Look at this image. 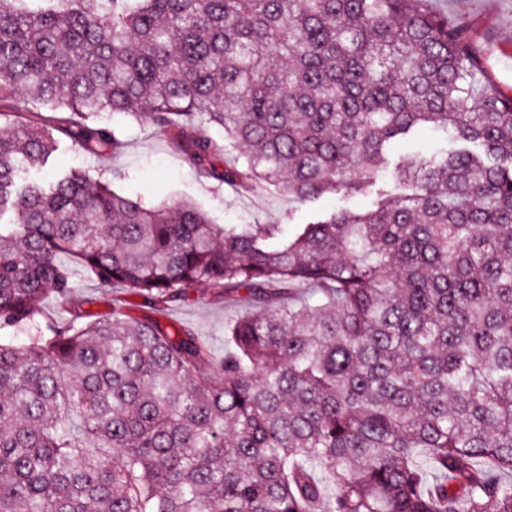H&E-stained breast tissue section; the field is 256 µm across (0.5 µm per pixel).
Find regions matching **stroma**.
<instances>
[{"instance_id":"35a3bbf8","label":"stroma","mask_w":512,"mask_h":512,"mask_svg":"<svg viewBox=\"0 0 512 512\" xmlns=\"http://www.w3.org/2000/svg\"><path fill=\"white\" fill-rule=\"evenodd\" d=\"M432 7L466 24L469 41L480 56L485 73L502 94L512 96V0H432ZM115 126L124 142L119 154L100 159L77 150L64 138L51 156L47 172L94 169L115 191L141 194L146 204L187 201L205 211L213 223L281 224L291 236L302 225L337 209H371L382 195L398 191L396 166L407 153L430 157L456 146L454 140L429 129L417 130L388 151L384 172L376 184L347 196L327 194L314 201L299 202L272 187L251 193L218 184L202 177L176 151L169 133L129 119L116 120ZM75 275L81 286L70 307L47 300L43 305L46 321L64 325L70 318V309L80 307L94 318L109 317L116 309L139 319L146 315L144 300L134 290L121 288L105 293L95 288L83 270H76ZM244 312V306L234 300L213 303L209 288L197 285L187 289L184 302L169 309L164 321L192 329L220 358L224 355L225 322Z\"/></svg>"}]
</instances>
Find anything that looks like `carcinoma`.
Instances as JSON below:
<instances>
[{
	"label": "carcinoma",
	"mask_w": 512,
	"mask_h": 512,
	"mask_svg": "<svg viewBox=\"0 0 512 512\" xmlns=\"http://www.w3.org/2000/svg\"><path fill=\"white\" fill-rule=\"evenodd\" d=\"M428 2L0 0V329L25 334L0 343V512H512V98ZM102 114L300 202L358 191L419 127L465 147L290 238L31 178L56 131L118 153ZM60 253L157 317L42 321L76 288ZM197 284L251 308L218 362L158 319Z\"/></svg>",
	"instance_id": "carcinoma-1"
}]
</instances>
